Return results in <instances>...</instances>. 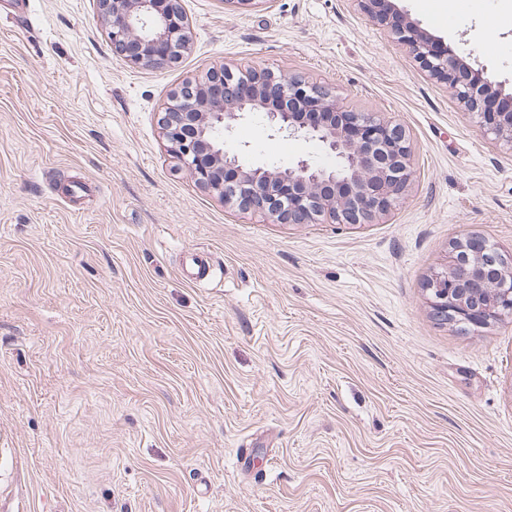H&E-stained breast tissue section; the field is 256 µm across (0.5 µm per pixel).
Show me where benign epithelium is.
<instances>
[{"instance_id":"obj_1","label":"benign epithelium","mask_w":512,"mask_h":512,"mask_svg":"<svg viewBox=\"0 0 512 512\" xmlns=\"http://www.w3.org/2000/svg\"><path fill=\"white\" fill-rule=\"evenodd\" d=\"M430 77L451 86L477 130L512 146V91L481 74L461 75L453 49L398 14L391 0H360ZM112 49L126 64L164 70L191 40L179 0H96ZM263 113L267 126L288 137L315 140L334 159H300L286 168L244 163L225 133ZM160 129L172 156L224 205L278 224H370L405 196L411 149L405 129L373 113L346 109L322 86L295 76L227 65L187 81L170 97ZM435 318L463 328L512 316V255L480 235L453 242L446 265L427 279Z\"/></svg>"}]
</instances>
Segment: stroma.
Instances as JSON below:
<instances>
[{"label": "stroma", "mask_w": 512, "mask_h": 512, "mask_svg": "<svg viewBox=\"0 0 512 512\" xmlns=\"http://www.w3.org/2000/svg\"><path fill=\"white\" fill-rule=\"evenodd\" d=\"M392 3L512 89V0ZM181 4L154 71L94 0H0V512H512V317L453 327L424 288L453 240L512 252V146L358 0ZM225 64L402 123L405 198L356 226L226 209L158 123ZM226 142L331 161L259 113Z\"/></svg>", "instance_id": "obj_1"}]
</instances>
